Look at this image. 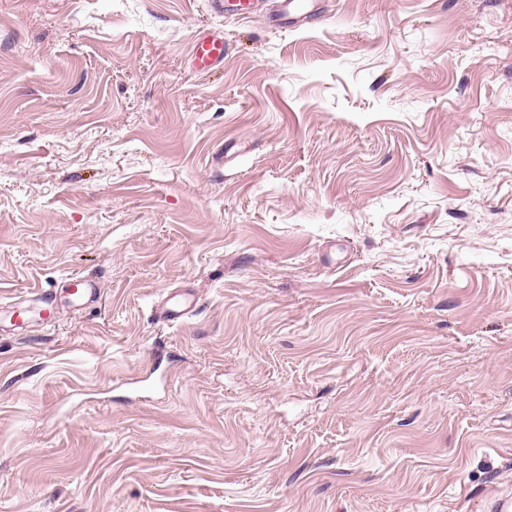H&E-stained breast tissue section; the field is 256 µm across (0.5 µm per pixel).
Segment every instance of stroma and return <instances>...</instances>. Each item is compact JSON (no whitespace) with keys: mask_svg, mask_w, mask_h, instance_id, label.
<instances>
[{"mask_svg":"<svg viewBox=\"0 0 512 512\" xmlns=\"http://www.w3.org/2000/svg\"><path fill=\"white\" fill-rule=\"evenodd\" d=\"M274 16L0 0V304L56 310L0 315V512H488L512 484V0ZM175 289L195 312L157 322ZM224 61V37L214 34L199 36L194 44L192 67L198 73H205ZM72 294L81 300H96L100 297V288L92 280L74 273L68 276Z\"/></svg>","mask_w":512,"mask_h":512,"instance_id":"stroma-1","label":"stroma"}]
</instances>
